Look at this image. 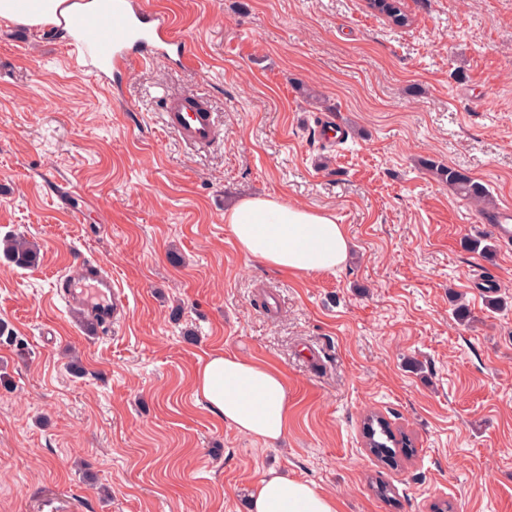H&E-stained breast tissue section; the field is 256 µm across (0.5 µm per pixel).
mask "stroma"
I'll list each match as a JSON object with an SVG mask.
<instances>
[{
	"label": "stroma",
	"mask_w": 512,
	"mask_h": 512,
	"mask_svg": "<svg viewBox=\"0 0 512 512\" xmlns=\"http://www.w3.org/2000/svg\"><path fill=\"white\" fill-rule=\"evenodd\" d=\"M148 2L191 64L103 77L77 38L0 20V238L41 248L30 269L0 258V512H249L272 471L337 512H512V246L467 250L492 235L480 207L421 165L512 204V0H401L403 28L366 0ZM164 92L205 95L220 144L165 130ZM267 195L335 214L346 264L243 255L224 213ZM91 259L129 297L93 332L52 288ZM216 352L283 373L279 445L196 403ZM370 412L409 456L369 451ZM426 166L429 172L441 183L448 186L455 194L472 202L491 204L487 186L465 172L432 160H427Z\"/></svg>",
	"instance_id": "stroma-1"
}]
</instances>
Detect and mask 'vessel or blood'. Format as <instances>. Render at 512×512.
I'll list each match as a JSON object with an SVG mask.
<instances>
[{"instance_id":"vessel-or-blood-1","label":"vessel or blood","mask_w":512,"mask_h":512,"mask_svg":"<svg viewBox=\"0 0 512 512\" xmlns=\"http://www.w3.org/2000/svg\"><path fill=\"white\" fill-rule=\"evenodd\" d=\"M66 24L77 30H93L92 45L81 53L88 67L95 71L116 72L130 64L128 51L148 48L152 56H165L176 46L177 21L167 11L146 5L145 0H104L100 12L86 15L70 13ZM162 123L184 145L197 150L214 147L220 138L221 125L206 98L195 95H164ZM496 238L505 245L512 243V207L493 213ZM57 293L66 305L85 310L94 327L109 328L124 319L129 310L125 292L112 280L104 264L88 260L70 275L58 280Z\"/></svg>"}]
</instances>
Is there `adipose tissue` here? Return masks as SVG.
Listing matches in <instances>:
<instances>
[{
	"label": "adipose tissue",
	"mask_w": 512,
	"mask_h": 512,
	"mask_svg": "<svg viewBox=\"0 0 512 512\" xmlns=\"http://www.w3.org/2000/svg\"><path fill=\"white\" fill-rule=\"evenodd\" d=\"M65 0H0V18L42 26L67 15ZM239 250L278 272L306 274L340 267L348 243L343 225L328 213L276 197H251L225 213ZM195 396L239 432L272 443L288 428V394L275 368L216 353L195 375ZM251 512H336L335 500L309 483L280 475L262 479Z\"/></svg>",
	"instance_id": "adipose-tissue-1"
}]
</instances>
